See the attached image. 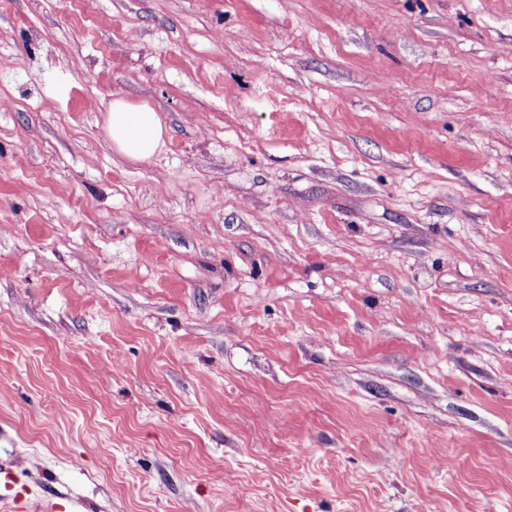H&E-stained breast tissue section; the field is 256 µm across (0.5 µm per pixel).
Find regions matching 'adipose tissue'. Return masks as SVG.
I'll use <instances>...</instances> for the list:
<instances>
[{"label": "adipose tissue", "instance_id": "obj_1", "mask_svg": "<svg viewBox=\"0 0 512 512\" xmlns=\"http://www.w3.org/2000/svg\"><path fill=\"white\" fill-rule=\"evenodd\" d=\"M107 130L115 150L135 161L151 159L165 143L163 123L145 103L114 99L107 114Z\"/></svg>", "mask_w": 512, "mask_h": 512}]
</instances>
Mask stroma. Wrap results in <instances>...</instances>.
<instances>
[{"instance_id": "obj_1", "label": "stroma", "mask_w": 512, "mask_h": 512, "mask_svg": "<svg viewBox=\"0 0 512 512\" xmlns=\"http://www.w3.org/2000/svg\"><path fill=\"white\" fill-rule=\"evenodd\" d=\"M1 59L0 499L512 512V0H0ZM107 130L115 150L135 161L151 159L165 143L166 129L147 103L114 99L107 114Z\"/></svg>"}]
</instances>
